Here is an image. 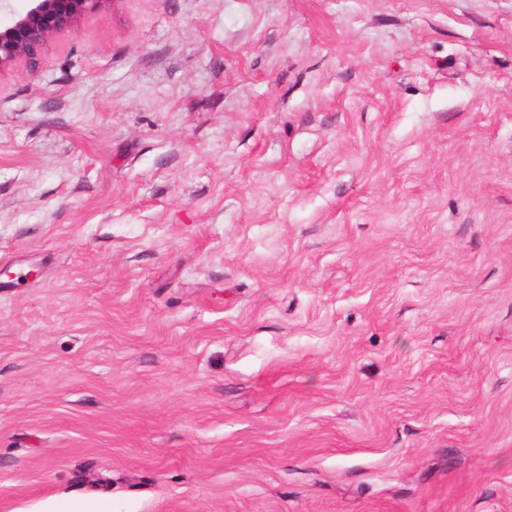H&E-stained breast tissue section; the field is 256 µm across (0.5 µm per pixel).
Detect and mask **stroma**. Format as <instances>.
<instances>
[{
  "label": "stroma",
  "mask_w": 512,
  "mask_h": 512,
  "mask_svg": "<svg viewBox=\"0 0 512 512\" xmlns=\"http://www.w3.org/2000/svg\"><path fill=\"white\" fill-rule=\"evenodd\" d=\"M512 512V0H102L0 72V512Z\"/></svg>",
  "instance_id": "1"
}]
</instances>
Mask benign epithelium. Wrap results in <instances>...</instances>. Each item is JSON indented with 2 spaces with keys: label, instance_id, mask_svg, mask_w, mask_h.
<instances>
[{
  "label": "benign epithelium",
  "instance_id": "1",
  "mask_svg": "<svg viewBox=\"0 0 512 512\" xmlns=\"http://www.w3.org/2000/svg\"><path fill=\"white\" fill-rule=\"evenodd\" d=\"M11 25L0 27V71L18 62L37 65L48 42L74 28L101 0H28Z\"/></svg>",
  "mask_w": 512,
  "mask_h": 512
}]
</instances>
